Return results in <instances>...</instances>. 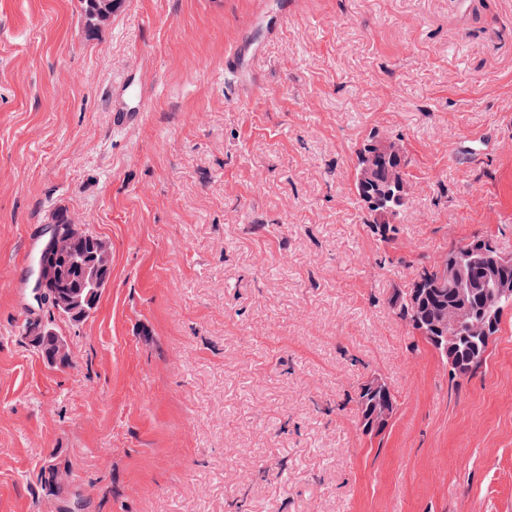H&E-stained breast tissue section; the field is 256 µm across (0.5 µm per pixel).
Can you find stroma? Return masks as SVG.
Returning a JSON list of instances; mask_svg holds the SVG:
<instances>
[{"label": "stroma", "mask_w": 512, "mask_h": 512, "mask_svg": "<svg viewBox=\"0 0 512 512\" xmlns=\"http://www.w3.org/2000/svg\"><path fill=\"white\" fill-rule=\"evenodd\" d=\"M373 131L411 159L389 248L353 188ZM58 209L112 244L64 370L21 336ZM486 228L512 255V0H122L92 33L0 0V512H58L49 461L83 512H512V313L455 390L387 306ZM383 378L378 374H372L366 378L363 383V387L370 393L383 388L385 401L374 410L370 411L366 416L363 413L358 414L359 426L366 435H375L378 430L389 425L397 408L396 399L390 394L389 387H383ZM387 427L379 431L376 436L381 435L385 432Z\"/></svg>", "instance_id": "35a3bbf8"}]
</instances>
